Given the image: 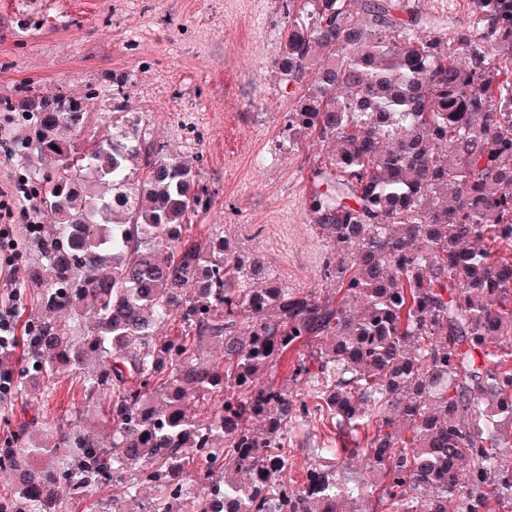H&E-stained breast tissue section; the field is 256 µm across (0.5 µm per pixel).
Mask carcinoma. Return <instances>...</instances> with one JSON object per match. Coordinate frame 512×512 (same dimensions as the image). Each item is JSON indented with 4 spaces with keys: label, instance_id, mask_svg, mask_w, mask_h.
<instances>
[{
    "label": "carcinoma",
    "instance_id": "carcinoma-1",
    "mask_svg": "<svg viewBox=\"0 0 512 512\" xmlns=\"http://www.w3.org/2000/svg\"><path fill=\"white\" fill-rule=\"evenodd\" d=\"M403 8L303 0L281 33L280 73L306 88L288 136L331 147L305 204L336 243L320 295L220 225L194 231L215 191L138 131L123 87L110 125L63 89L3 104L50 217L3 397L76 381L83 408L14 433L0 512H73L105 487L126 512L142 485L145 512H512V0H472L446 33ZM290 352V385L261 383ZM310 422L327 436L296 481ZM293 440V446L291 448H296V450L290 459L291 466L290 469H288V475L295 478L299 474H302V470L312 462L307 456L308 451L304 448H314L317 441L321 442L323 440L320 426L317 428L313 427V424H311L307 430L302 431V433L297 435Z\"/></svg>",
    "mask_w": 512,
    "mask_h": 512
}]
</instances>
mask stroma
<instances>
[{"mask_svg":"<svg viewBox=\"0 0 512 512\" xmlns=\"http://www.w3.org/2000/svg\"><path fill=\"white\" fill-rule=\"evenodd\" d=\"M285 0H0V103L27 87L58 89L108 112V87L125 92L152 137L199 170L215 192L203 224L261 256L291 288L328 287L333 247L309 224L315 138L288 144L300 94L274 62ZM82 406L79 384L55 400L0 404V443L22 421L59 419Z\"/></svg>","mask_w":512,"mask_h":512,"instance_id":"stroma-1","label":"stroma"}]
</instances>
